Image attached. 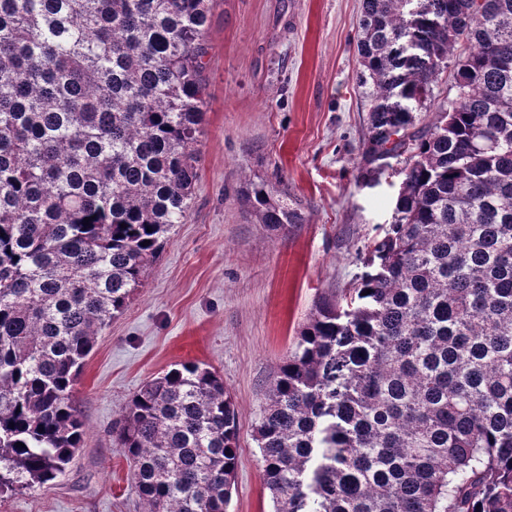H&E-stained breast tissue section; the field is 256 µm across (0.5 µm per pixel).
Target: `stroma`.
I'll list each match as a JSON object with an SVG mask.
<instances>
[{"label": "stroma", "instance_id": "35a3bbf8", "mask_svg": "<svg viewBox=\"0 0 512 512\" xmlns=\"http://www.w3.org/2000/svg\"><path fill=\"white\" fill-rule=\"evenodd\" d=\"M360 0H213L201 165L175 225L73 390L80 448L53 483L0 497V512H142L112 430L147 380L182 362L215 368L239 421L227 512H272L255 441L270 382L318 301L353 288L394 221L404 158L359 183L369 86L356 53ZM264 179L305 223L277 235L241 197Z\"/></svg>", "mask_w": 512, "mask_h": 512}]
</instances>
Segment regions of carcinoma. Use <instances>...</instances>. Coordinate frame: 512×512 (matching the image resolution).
I'll return each instance as SVG.
<instances>
[{"mask_svg":"<svg viewBox=\"0 0 512 512\" xmlns=\"http://www.w3.org/2000/svg\"><path fill=\"white\" fill-rule=\"evenodd\" d=\"M407 2L360 3L361 178L380 153L406 165L368 271L270 384L273 512H512V0ZM210 10L0 0V495L65 472L84 360L190 208ZM460 43L457 97L415 128ZM244 198L272 231L306 223L262 179ZM238 434L224 378L187 362L132 395L115 440L144 512H226Z\"/></svg>","mask_w":512,"mask_h":512,"instance_id":"carcinoma-1","label":"carcinoma"}]
</instances>
